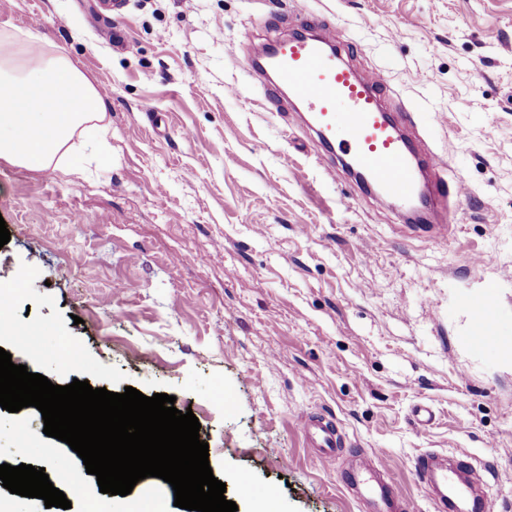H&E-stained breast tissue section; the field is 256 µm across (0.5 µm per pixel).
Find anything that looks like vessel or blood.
<instances>
[{
  "instance_id": "vessel-or-blood-1",
  "label": "vessel or blood",
  "mask_w": 512,
  "mask_h": 512,
  "mask_svg": "<svg viewBox=\"0 0 512 512\" xmlns=\"http://www.w3.org/2000/svg\"><path fill=\"white\" fill-rule=\"evenodd\" d=\"M265 57L252 59L251 69L272 92L286 93L294 111L317 136L323 161L335 154L346 158L345 174L358 188L393 201L404 217H411L418 202H425L428 219L436 220L439 237H446L453 219L450 198L464 194V185L448 180L446 162L428 145H413L398 128L384 99L381 71L360 73L349 61V47L334 31L306 17L296 22L294 35L275 40ZM498 325L487 311H479L469 338L483 349L497 339ZM310 447L334 452V429L315 420L302 421ZM417 466L437 491L447 493L450 512H467L479 497L476 482L460 480L456 470L436 456L419 457ZM385 465L379 455L361 456L347 478L372 512H394L401 501L380 475Z\"/></svg>"
}]
</instances>
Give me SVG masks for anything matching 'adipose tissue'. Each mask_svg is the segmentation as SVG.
<instances>
[{
    "mask_svg": "<svg viewBox=\"0 0 512 512\" xmlns=\"http://www.w3.org/2000/svg\"><path fill=\"white\" fill-rule=\"evenodd\" d=\"M105 96L67 57L36 35L0 33V159L45 171L65 168L73 138L104 137Z\"/></svg>",
    "mask_w": 512,
    "mask_h": 512,
    "instance_id": "ef3b65f1",
    "label": "adipose tissue"
}]
</instances>
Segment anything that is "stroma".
<instances>
[{
    "label": "stroma",
    "mask_w": 512,
    "mask_h": 512,
    "mask_svg": "<svg viewBox=\"0 0 512 512\" xmlns=\"http://www.w3.org/2000/svg\"><path fill=\"white\" fill-rule=\"evenodd\" d=\"M300 13L358 43L353 64L415 113L406 134L463 181L446 243L270 110L247 60ZM32 28L110 94L106 145L75 168L0 160V287L38 329L32 347L0 336L13 363L174 396L238 512L268 489L278 512H365L341 477L359 450L382 455L401 512H445L415 468L427 452L470 462L490 512H512V0H0V31ZM489 292L501 338L479 350ZM307 417L336 426L334 454L307 447ZM43 428L0 409V464L44 469L69 512L122 503L68 482L82 460Z\"/></svg>",
    "instance_id": "stroma-1"
}]
</instances>
